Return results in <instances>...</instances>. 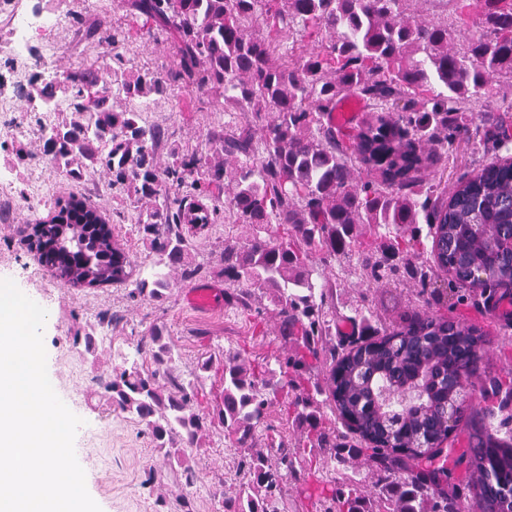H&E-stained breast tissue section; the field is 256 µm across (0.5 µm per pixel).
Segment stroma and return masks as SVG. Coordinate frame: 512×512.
<instances>
[{"mask_svg":"<svg viewBox=\"0 0 512 512\" xmlns=\"http://www.w3.org/2000/svg\"><path fill=\"white\" fill-rule=\"evenodd\" d=\"M70 22L58 29L59 53L52 63L62 71L79 64L96 63L123 78L133 73L165 72L172 65L167 36L157 23L129 11L125 0H68ZM109 19L122 27L127 44L121 59L106 47L91 43L84 31L94 19ZM114 105L141 110L145 125L160 128L164 138L154 154L157 165H166L175 150L207 148L214 128L222 125V113L213 110L208 93L167 86L148 101L122 96ZM42 141L0 140V184L13 191L39 194L43 202L24 212L19 221L0 223V278L39 301L47 311L43 342L48 376L57 395L80 417L88 431L75 441V453L85 471L86 488L101 512H181L182 494H190L195 512H224V499L235 494L244 480L239 470L242 452L226 446L224 428L211 416L215 397L222 389V359L225 351H244L250 361L282 352L276 318L262 290L251 289L250 309L217 304L203 311L188 301L192 288L224 290L221 255L229 226L224 221L190 229L188 259L202 264L194 282L182 281L180 272L166 268L169 285L161 297L132 299L123 284L103 288H71L49 276L33 253L21 243V225L52 216L57 202L76 196L87 200L108 219L115 239L124 244L131 259L143 272L160 260L136 226L140 204L127 185L110 183L106 174L92 172L87 182L69 179L58 168L43 164ZM512 157V123L495 153H487L466 137H458L445 165L433 170L439 190L452 192L457 183L473 175L493 159ZM362 306L374 313L382 325L399 324L413 313H431L481 328L486 343L481 364L485 375L477 380L472 406L480 411L494 406L495 398L484 396L490 377L512 386V316L499 312L495 300L472 305L453 295L441 301L424 302L403 288H365L348 278L336 303L340 313ZM111 310L112 326L106 339H99L95 315ZM261 319L263 335H253L250 326ZM163 326L172 349L171 375L194 382L197 398L194 412L205 418L201 448L192 450L188 463L197 475L193 486H185L180 473L170 468L164 451L145 424L111 403L108 384L121 371L123 360L132 356L140 338L154 326ZM95 335L94 346H86V335ZM212 359L210 370H201L204 359Z\"/></svg>","mask_w":512,"mask_h":512,"instance_id":"35a3bbf8","label":"stroma"}]
</instances>
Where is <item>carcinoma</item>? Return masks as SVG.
Masks as SVG:
<instances>
[{"instance_id":"carcinoma-1","label":"carcinoma","mask_w":512,"mask_h":512,"mask_svg":"<svg viewBox=\"0 0 512 512\" xmlns=\"http://www.w3.org/2000/svg\"><path fill=\"white\" fill-rule=\"evenodd\" d=\"M410 2L127 0L170 35L166 76L147 72L116 85L112 73L91 65L64 76L74 117L51 126L47 153L128 183L145 201L139 232L183 281L201 270L186 261L185 226L208 224L222 210L229 223L250 229L225 239L224 302L247 308L248 288L266 290L291 353L255 365L239 351L224 352L214 418L224 440L243 450L239 469L249 475L224 498V512H277L287 480L314 512H374L352 466L359 458L376 476L372 493L389 501L383 512H460L463 493L444 478L461 465L469 474L465 488L486 512H512V438L498 436L512 419L505 404L461 415L471 428L469 450L454 457L441 447L448 438L443 408L457 397L445 379L474 388L485 342L480 329L426 312L379 328L366 308L355 307L344 319L356 333L332 342L344 275L368 287L418 286L420 295L439 297L430 285L442 271L470 286L475 303L485 289L471 281L473 270L490 284L512 280V259L501 250L512 232V162L485 165L446 203L425 178L459 134L485 146L500 142L492 129L501 113L512 112V98L498 91L503 83L512 87V0H448L430 21L413 19ZM472 8L484 32L457 42L449 31ZM86 35L99 36L120 59L122 29L98 20ZM168 81L207 91L217 112L252 113L260 137L231 130L209 139L213 154L233 158L234 167L194 150L173 152L160 168L154 148L161 130L141 125L136 109L109 105L116 93L147 99ZM348 95L370 106L350 144L333 115ZM473 102L482 107L481 127ZM356 163L369 176L355 175ZM186 185L198 197L224 192V206L180 195ZM421 223L429 227L428 258L420 251ZM65 232L84 245L74 283L129 282L133 298H159L168 287L157 273L134 278L122 245L100 235L98 225L74 220ZM315 254L336 274L315 269ZM136 352L150 368L136 361L122 368L109 385L111 399L145 422L191 486L186 455L204 426L192 411L194 387L170 375L162 328L140 337ZM273 408L298 442L266 422ZM308 449L318 453L313 470L299 462Z\"/></svg>"}]
</instances>
